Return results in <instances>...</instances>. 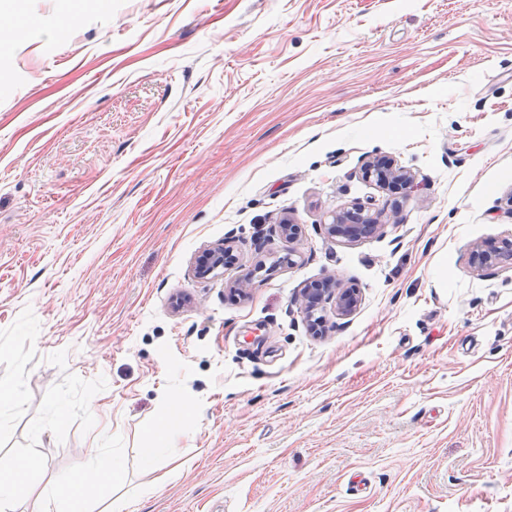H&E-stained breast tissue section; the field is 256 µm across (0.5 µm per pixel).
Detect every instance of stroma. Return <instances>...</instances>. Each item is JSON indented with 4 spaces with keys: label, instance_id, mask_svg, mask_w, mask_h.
<instances>
[{
    "label": "stroma",
    "instance_id": "1",
    "mask_svg": "<svg viewBox=\"0 0 512 512\" xmlns=\"http://www.w3.org/2000/svg\"><path fill=\"white\" fill-rule=\"evenodd\" d=\"M1 16L0 455L36 461L15 512L94 446L123 469L89 512H512V267L468 262L512 235V0ZM375 156L415 173L404 198L362 179ZM356 202L402 222L328 237ZM227 237L237 263L196 278ZM327 276L361 304L314 336L294 299ZM275 231L288 243L286 256L282 257L283 262L293 264L295 258L299 257L298 245L301 237V225L295 224L292 219L284 218L275 225Z\"/></svg>",
    "mask_w": 512,
    "mask_h": 512
}]
</instances>
